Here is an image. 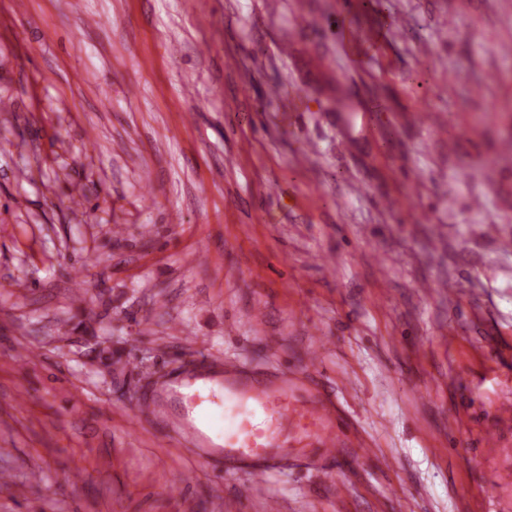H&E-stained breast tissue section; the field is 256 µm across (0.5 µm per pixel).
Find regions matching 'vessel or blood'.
I'll list each match as a JSON object with an SVG mask.
<instances>
[{
  "label": "vessel or blood",
  "mask_w": 512,
  "mask_h": 512,
  "mask_svg": "<svg viewBox=\"0 0 512 512\" xmlns=\"http://www.w3.org/2000/svg\"><path fill=\"white\" fill-rule=\"evenodd\" d=\"M212 372L222 375L224 387V430L212 452L224 459L225 475H232L238 463L249 461L251 482L259 483L287 457L278 444L282 433H292L296 443L315 439L321 459L332 460L341 449L367 450L368 444L356 434L341 433L336 413L322 399L307 403L295 398L296 381L288 372L259 381L243 367L221 353L207 355ZM266 412L270 425L261 429L251 421L252 409Z\"/></svg>",
  "instance_id": "vessel-or-blood-1"
}]
</instances>
